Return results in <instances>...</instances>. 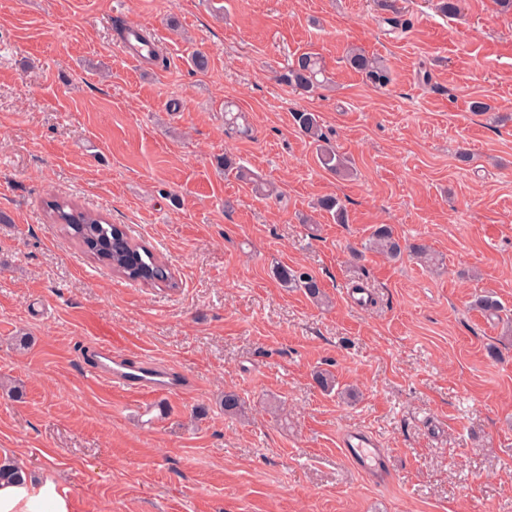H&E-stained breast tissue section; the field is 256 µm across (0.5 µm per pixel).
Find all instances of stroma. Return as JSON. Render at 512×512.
<instances>
[{
    "instance_id": "35a3bbf8",
    "label": "stroma",
    "mask_w": 512,
    "mask_h": 512,
    "mask_svg": "<svg viewBox=\"0 0 512 512\" xmlns=\"http://www.w3.org/2000/svg\"><path fill=\"white\" fill-rule=\"evenodd\" d=\"M437 4L0 0V459L68 512H512V11ZM131 22L165 65L130 55ZM349 46L391 83L347 66ZM305 51L329 82L302 94L279 76ZM228 101L249 134L225 128ZM302 109L352 177L320 165ZM227 152L250 179L218 167ZM326 195L347 223L315 210ZM54 198L124 225L175 287L84 253ZM380 224L439 265L353 260ZM279 265L315 274L327 304ZM488 293L498 317L474 306ZM91 340L188 385L89 379ZM351 428L387 449L386 483L343 455ZM346 64L376 87H382L391 82V75L383 60L369 56L362 49L349 48L344 57Z\"/></svg>"
}]
</instances>
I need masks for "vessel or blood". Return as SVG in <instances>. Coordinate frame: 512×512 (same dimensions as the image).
Masks as SVG:
<instances>
[{"mask_svg":"<svg viewBox=\"0 0 512 512\" xmlns=\"http://www.w3.org/2000/svg\"><path fill=\"white\" fill-rule=\"evenodd\" d=\"M92 355V377L112 386L151 391H179L185 386L181 377L172 372H159L148 361L127 363L123 354L107 344L95 346ZM339 445L348 461L369 481L378 483L386 478L387 451L376 437L360 429H351L342 434Z\"/></svg>","mask_w":512,"mask_h":512,"instance_id":"vessel-or-blood-1","label":"vessel or blood"}]
</instances>
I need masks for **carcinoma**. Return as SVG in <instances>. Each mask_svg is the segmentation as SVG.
<instances>
[{
    "instance_id": "carcinoma-1",
    "label": "carcinoma",
    "mask_w": 512,
    "mask_h": 512,
    "mask_svg": "<svg viewBox=\"0 0 512 512\" xmlns=\"http://www.w3.org/2000/svg\"><path fill=\"white\" fill-rule=\"evenodd\" d=\"M345 62L376 87L391 82L390 71L383 60L369 56L361 49H348ZM323 77L325 67L322 57L316 53L304 52L280 75L279 80L292 88L310 92L322 84ZM292 118L299 132L313 140L324 142L318 155L324 168L336 174H349V167L343 157L334 147L326 144V138L320 133L316 113L298 110L292 114ZM318 207L336 216L341 224L347 220L345 208L334 196L321 198ZM47 209L52 223L61 225L66 235L74 239L86 253L111 268L112 272L132 282L175 286L168 266L146 246L131 240L119 225L110 224L99 215L57 199L48 201ZM364 249L376 251L394 261L399 260L406 252L420 259H432L428 246L423 243H401L387 225L374 229ZM274 276L288 288H297L316 301L322 299L323 293L316 276L306 270L278 266L274 269ZM22 472L23 469L11 459H0V483L15 482L20 479Z\"/></svg>"
}]
</instances>
